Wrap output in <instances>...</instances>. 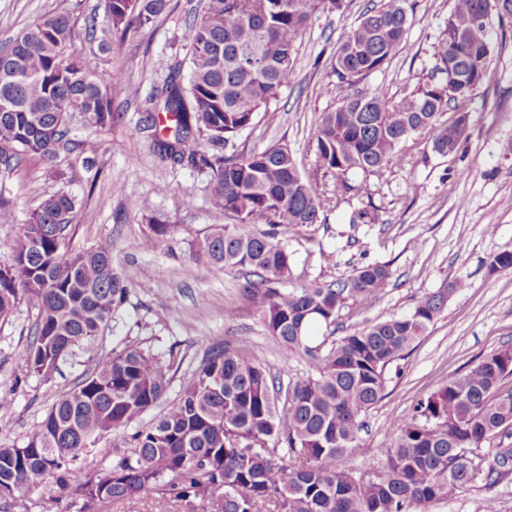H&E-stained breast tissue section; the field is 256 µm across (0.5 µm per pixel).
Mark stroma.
Returning <instances> with one entry per match:
<instances>
[{"instance_id":"1","label":"stroma","mask_w":512,"mask_h":512,"mask_svg":"<svg viewBox=\"0 0 512 512\" xmlns=\"http://www.w3.org/2000/svg\"><path fill=\"white\" fill-rule=\"evenodd\" d=\"M383 0H342L339 8L317 10L298 40L294 66L265 111L233 138L226 153L290 148L298 169L316 179L322 193L317 223L290 231L283 243L293 259L291 287L330 283L366 264H382L390 282L376 302L351 301L339 313L334 337L345 336L392 317L408 315L417 300L453 281L464 287L450 295L426 336L386 371L384 398L363 417L353 465H378L389 430L411 417L449 376L502 346H512V271L490 272L494 256L512 252V20L491 19L492 51L486 75L458 109L468 115L457 151H434L430 136L411 133L398 147L400 160L377 172H349L348 193L337 196L334 173L320 168L317 128L349 87L336 75V52L367 8ZM408 18L406 46L367 76L365 89L399 102L429 81L434 47L442 38L454 0H400ZM202 0H168L153 23L132 26L100 52L87 28L104 19V0H0V45L47 15L69 14L80 37L73 52L92 72L121 71L127 91L113 103L118 118L96 135L95 152L78 143L87 131L73 122V143L53 163L27 158L7 185L16 221L0 224V265L11 262L6 248L50 192L63 189L76 198L66 246L86 250L112 243V268L127 294L112 310L102 336L82 342L61 360L51 376L28 373L22 355L32 340L37 311L21 302L0 321V446L22 445L55 397L102 358L137 346L170 364V391L178 393L205 354L229 344L266 366L280 381L304 375L305 361L287 353L266 332L242 286L245 275L193 260L196 241L213 222L209 169L175 165L161 158L142 128L143 102L162 86L168 64L185 57L182 34L202 15ZM172 231L154 250L140 249L150 233L149 218ZM37 512H205L199 501L161 503L151 498L116 502L111 508L60 496L42 483L32 493ZM491 498L498 512H512V474L495 484L477 479L452 498L430 504L426 512H474Z\"/></svg>"}]
</instances>
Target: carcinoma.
<instances>
[{"instance_id":"cac0c4a2","label":"carcinoma","mask_w":512,"mask_h":512,"mask_svg":"<svg viewBox=\"0 0 512 512\" xmlns=\"http://www.w3.org/2000/svg\"><path fill=\"white\" fill-rule=\"evenodd\" d=\"M455 0L444 37L434 52L441 75L390 104L375 91L356 89L317 129L318 163L336 172L335 192L352 189L351 170L373 172L395 163L397 148L417 131L431 135L440 154L454 152L467 115L448 124L439 117L481 83L491 53L490 22L512 18V0ZM167 0H105L98 47L111 49L115 34L159 17ZM340 0H206L204 15L189 24V77L173 60L163 85L146 99V111L164 112L174 128L152 119L154 148L174 164L211 170L209 195L216 223L195 253L217 269H250L245 291L266 331L309 370L275 383L270 371L226 345L212 350L148 427L112 452V463L88 470L77 463L100 444L158 406L167 395L169 367L137 347L99 361L59 395L19 448L0 447V512L28 509L32 488L50 481L58 492L101 505L143 497L200 500L211 512H410L450 498L483 476L509 474L512 450L474 451L512 429V347L502 348L418 401L410 420L390 429L381 466L351 464L359 447L361 417L382 398L385 370L425 335L456 281L421 298L413 311L326 344L311 334L330 327L350 300L371 303L389 283L386 265L368 264L344 279L291 290L281 242L288 232L318 221L317 184L297 168L286 145L247 154L223 153L224 144L253 123L288 77L297 41L313 13ZM407 15L398 0L364 14L339 47L336 75L352 86L406 47ZM78 36L69 16L49 15L0 49V176L28 157L53 161L70 143L79 108L92 134L112 127V100L126 91L123 74L86 70L69 48ZM214 150L189 148L195 136ZM75 197L60 189L35 208L9 242L11 264L0 269V319L23 300L37 307L34 339L24 353L40 375L47 361L101 335L127 288L112 274L108 240L79 252L64 249ZM231 216L235 224H223ZM0 182V224H10ZM282 443L279 456L268 442Z\"/></svg>"}]
</instances>
